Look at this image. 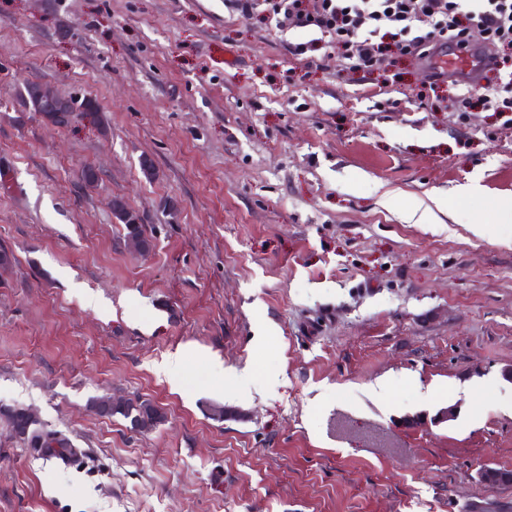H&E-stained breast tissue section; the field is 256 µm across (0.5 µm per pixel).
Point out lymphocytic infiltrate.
<instances>
[{"instance_id": "1", "label": "lymphocytic infiltrate", "mask_w": 512, "mask_h": 512, "mask_svg": "<svg viewBox=\"0 0 512 512\" xmlns=\"http://www.w3.org/2000/svg\"><path fill=\"white\" fill-rule=\"evenodd\" d=\"M225 5L246 20L272 15L282 31L313 30L335 43L345 72L388 65L394 83L402 76L400 61L481 42L494 53V90L479 98L463 91L455 109L503 114L512 125V0H226Z\"/></svg>"}]
</instances>
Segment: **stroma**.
<instances>
[{"instance_id":"35a3bbf8","label":"stroma","mask_w":512,"mask_h":512,"mask_svg":"<svg viewBox=\"0 0 512 512\" xmlns=\"http://www.w3.org/2000/svg\"><path fill=\"white\" fill-rule=\"evenodd\" d=\"M312 37L224 0H0V407L83 458L0 422V512H512L478 478L512 470V126L454 112V84L416 107L420 61L340 80L335 44L292 55ZM30 82L99 124L32 119ZM113 214L121 224H124L127 245L136 252H148L152 247V243L145 235L144 225L140 216L130 210L121 200L114 202ZM146 401L120 400L100 398L93 401L94 410L100 415L113 416L119 414L129 419L133 428L151 429L162 422L163 416L155 406H150ZM30 417L24 409L0 408V419L6 422L14 436L19 438L27 448H41L47 455L60 459L71 453L68 440L55 433L45 432ZM37 430L43 432L37 434Z\"/></svg>"}]
</instances>
